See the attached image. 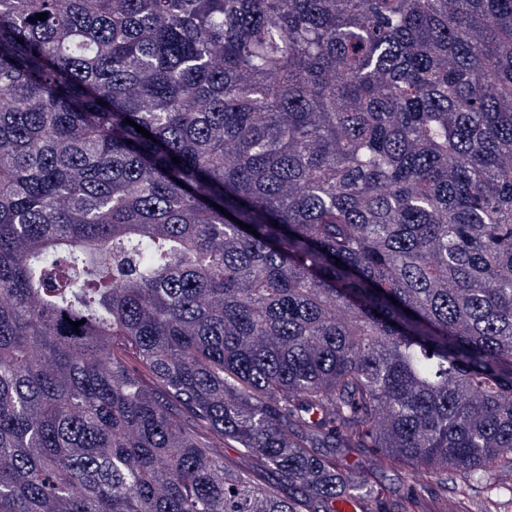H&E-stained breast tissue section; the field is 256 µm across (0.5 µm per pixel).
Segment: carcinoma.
<instances>
[{
	"instance_id": "1",
	"label": "carcinoma",
	"mask_w": 512,
	"mask_h": 512,
	"mask_svg": "<svg viewBox=\"0 0 512 512\" xmlns=\"http://www.w3.org/2000/svg\"><path fill=\"white\" fill-rule=\"evenodd\" d=\"M353 455L512 479V0H0V512Z\"/></svg>"
}]
</instances>
